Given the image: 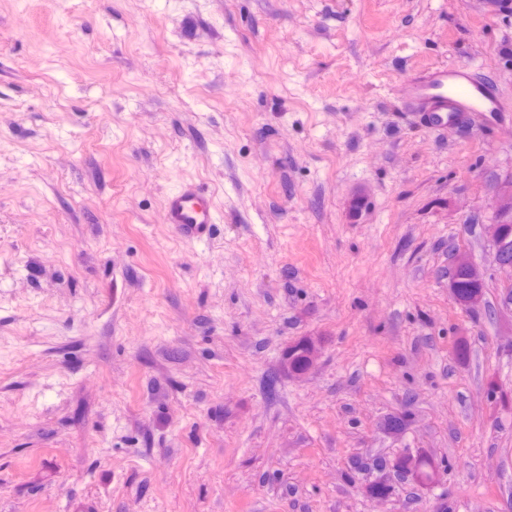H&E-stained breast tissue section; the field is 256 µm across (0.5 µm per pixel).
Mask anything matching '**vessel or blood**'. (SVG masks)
<instances>
[{"label": "vessel or blood", "mask_w": 512, "mask_h": 512, "mask_svg": "<svg viewBox=\"0 0 512 512\" xmlns=\"http://www.w3.org/2000/svg\"><path fill=\"white\" fill-rule=\"evenodd\" d=\"M404 96L412 117L422 126L452 129L465 121L494 130L502 110L495 86L475 79L471 69L448 63L411 77ZM165 223L186 241L209 237L217 222L213 200L198 184L182 183L163 202Z\"/></svg>", "instance_id": "obj_1"}]
</instances>
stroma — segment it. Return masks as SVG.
<instances>
[{
  "instance_id": "1",
  "label": "stroma",
  "mask_w": 512,
  "mask_h": 512,
  "mask_svg": "<svg viewBox=\"0 0 512 512\" xmlns=\"http://www.w3.org/2000/svg\"><path fill=\"white\" fill-rule=\"evenodd\" d=\"M442 62L496 131L408 115ZM511 175L487 0H0V512H512V319L448 288L459 249L498 304ZM185 181L207 241L163 221ZM406 448L439 483L371 497L353 462ZM495 213L494 224H489L494 262L499 268H509L512 271L510 245L502 237L503 234L509 241H512V224H510L512 222V176L501 184L495 203ZM502 224H505L503 228ZM163 217L164 223L171 224L176 234L186 241L209 237L217 224L211 196L194 182H183L165 196ZM305 339H302L294 344V347L287 351L282 360L280 365V373L284 376H290V377H301L305 375L308 370L313 366L314 362L318 358L320 354V344L313 340V339H307L306 344L304 345L305 350V356H304V350L298 351L299 347L304 343ZM288 353L291 354V361L290 357H288ZM305 358H306V366H305ZM294 365V368L297 370L303 371H295L292 367V364ZM305 367V368H304Z\"/></svg>"
}]
</instances>
